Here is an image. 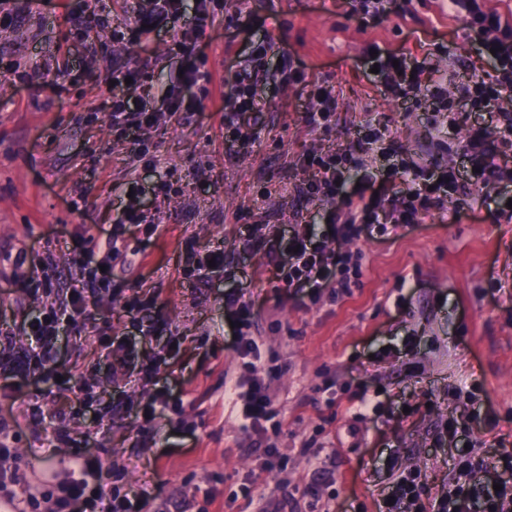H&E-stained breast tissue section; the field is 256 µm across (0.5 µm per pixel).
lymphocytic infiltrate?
Instances as JSON below:
<instances>
[{
	"instance_id": "lymphocytic-infiltrate-1",
	"label": "lymphocytic infiltrate",
	"mask_w": 512,
	"mask_h": 512,
	"mask_svg": "<svg viewBox=\"0 0 512 512\" xmlns=\"http://www.w3.org/2000/svg\"><path fill=\"white\" fill-rule=\"evenodd\" d=\"M448 12L463 17L468 30L475 34L479 53L491 55L494 80L473 76L451 92L439 84L426 85L421 79L424 63L412 52L402 51L377 58L380 81L392 100L415 104L425 101L433 111L451 117L464 108L486 111L503 93L512 91V21L485 10L481 0H448ZM263 59L262 50L253 51L248 68L237 73L228 87L238 116L226 132L229 144L249 146L263 124L264 104L256 92ZM497 137L512 140L511 110H498L492 126L472 128L464 145L468 168L463 171L450 164L420 165L397 147L387 128L366 122L357 130L352 151L309 154L303 159L314 177L295 185L293 192L328 206L329 222L322 233L304 231L306 218L299 211L295 214L298 229L289 237L260 235L251 229L242 240L243 249L273 263L289 293L313 302L325 293L333 297L351 294L362 275L361 256L328 248V241L359 238L374 225L381 232L397 233L431 210L444 209L448 199L462 195L465 189L501 178L504 169L490 144ZM351 162L360 167L380 163L383 190L378 196L362 189L340 195L339 184ZM399 182L405 183V191L389 196V188ZM109 283L108 275L80 265L67 285L64 300L34 319L28 332L31 343L24 356H16L10 336L1 335L0 388L11 389L17 376L35 369L55 373V342L61 328L67 326L74 335H82L79 320L89 299ZM228 301L235 308L231 334L239 362L224 381V401L241 429L264 437L279 434L282 422L262 375L266 364L264 343L251 334L253 294L241 286L233 289ZM102 466L100 454L76 451L70 457V476L64 485L48 478L35 488L20 469L0 471V502L12 512H42L47 502L52 505L50 512H133L135 506L149 504V492L143 487L123 493L89 485L88 474L101 471ZM378 508L379 512H512V451L503 450L494 459L477 452L460 457L453 465L447 490L436 494L431 493L420 470L401 471L393 479L388 500L380 502Z\"/></svg>"
}]
</instances>
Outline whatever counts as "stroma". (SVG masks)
<instances>
[{
	"label": "stroma",
	"instance_id": "stroma-1",
	"mask_svg": "<svg viewBox=\"0 0 512 512\" xmlns=\"http://www.w3.org/2000/svg\"><path fill=\"white\" fill-rule=\"evenodd\" d=\"M135 6L112 0L110 26L84 30L67 17L86 11V0H0V331L17 351L29 346L28 322L63 299L86 230L111 232L127 202L129 169L147 189L146 221L126 233L129 246L147 240L145 251L133 264L111 263L110 287L88 304L85 319L98 336L64 333L56 342L61 373L91 401L76 402L39 374L16 379L14 391L0 395V424L19 426V448L65 435L72 450L103 456L95 483L147 486L155 504L170 503L173 512L207 496L205 512H254L249 500L260 496L280 512H305L307 491L325 512H378L393 474L411 467L440 491L454 453L432 447L431 434L452 415L467 417V437L483 439V453L512 448L511 219L482 201L461 207L452 199L456 218L433 212L397 238L338 241L337 249L361 253V285L315 304L288 294L275 268L241 244L247 226L285 231L300 210L311 226L323 223L324 206L283 187L312 178L302 164L307 153L352 149L365 120L388 125L417 162H460L472 124L489 114L464 112L452 125L429 104L393 101L374 82L369 57L409 50L455 81L491 79L493 63L477 53L464 20L449 14L446 0H392L381 18L351 12L348 0H218L194 54L173 57V40L195 30L199 0H181L174 28L140 44L129 40ZM260 46L266 72L257 93L267 109L256 142L240 152L224 143L231 103L219 88ZM292 63L339 89L329 131L308 127L316 102L309 87L285 81ZM126 68L148 75V92L126 97L134 109L149 97L158 118L141 136L165 168L152 169L147 155L133 162L131 141L112 125L106 79ZM184 69L198 71L197 83L180 78ZM172 92L191 109L170 116L164 99ZM163 179L169 192L154 196ZM153 222L164 225L161 236L149 237ZM189 244L201 255L223 249L228 270L255 294L253 331L265 342L284 414L274 458L224 409V375L237 365L226 306L232 284L184 276ZM49 252L56 261L42 266ZM33 271L52 282L51 292H28L22 277ZM133 298L143 305L134 319L124 312ZM157 319L167 324L164 335L141 340L140 327ZM102 335L135 341L153 376H111L99 354ZM327 384L331 407L320 391ZM362 388L377 403L434 407L407 419L381 415L354 435L345 409ZM162 390L168 411L140 428V406ZM27 402L49 419L23 415ZM331 433L336 458L321 477L313 450Z\"/></svg>",
	"mask_w": 512,
	"mask_h": 512
}]
</instances>
